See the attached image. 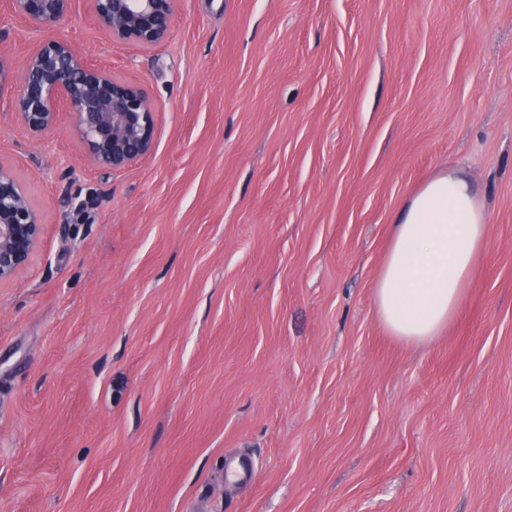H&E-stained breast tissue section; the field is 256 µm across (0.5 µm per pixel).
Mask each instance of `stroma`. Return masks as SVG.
<instances>
[{
  "instance_id": "1",
  "label": "stroma",
  "mask_w": 512,
  "mask_h": 512,
  "mask_svg": "<svg viewBox=\"0 0 512 512\" xmlns=\"http://www.w3.org/2000/svg\"><path fill=\"white\" fill-rule=\"evenodd\" d=\"M56 37L143 86L155 147L97 168L0 86L44 224L0 285V512H512V0H178L147 50L91 0L49 29L0 0L15 65ZM451 169L484 245L406 343L374 283Z\"/></svg>"
}]
</instances>
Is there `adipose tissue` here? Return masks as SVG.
<instances>
[{
  "instance_id": "adipose-tissue-1",
  "label": "adipose tissue",
  "mask_w": 512,
  "mask_h": 512,
  "mask_svg": "<svg viewBox=\"0 0 512 512\" xmlns=\"http://www.w3.org/2000/svg\"><path fill=\"white\" fill-rule=\"evenodd\" d=\"M392 226L374 286L377 314L397 339L426 341L457 314L483 245L486 212L469 182L451 170L407 199Z\"/></svg>"
}]
</instances>
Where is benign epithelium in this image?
<instances>
[{
	"mask_svg": "<svg viewBox=\"0 0 512 512\" xmlns=\"http://www.w3.org/2000/svg\"><path fill=\"white\" fill-rule=\"evenodd\" d=\"M72 0H10L11 12L35 28L60 24ZM177 0H92L98 23L115 42L150 49L170 29ZM74 116L89 161L122 170L151 153L155 108L139 84L93 65L66 39L41 42L17 80L14 109L33 135L53 130L60 105ZM44 232L39 211L20 179L0 165V284L24 269Z\"/></svg>",
	"mask_w": 512,
	"mask_h": 512,
	"instance_id": "7a95c632",
	"label": "benign epithelium"
}]
</instances>
